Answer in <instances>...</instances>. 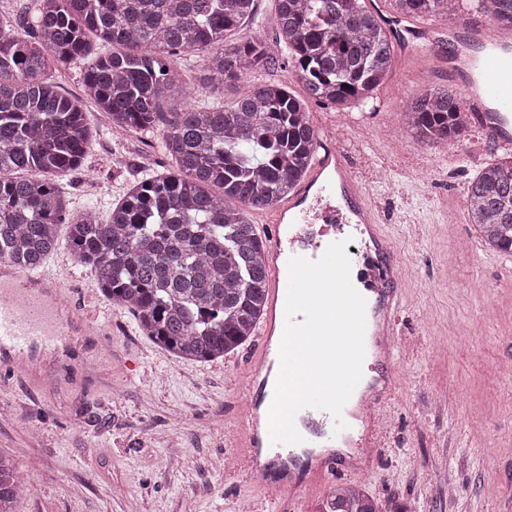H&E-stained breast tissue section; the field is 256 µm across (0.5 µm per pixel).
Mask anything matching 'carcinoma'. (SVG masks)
<instances>
[{"mask_svg": "<svg viewBox=\"0 0 512 512\" xmlns=\"http://www.w3.org/2000/svg\"><path fill=\"white\" fill-rule=\"evenodd\" d=\"M405 17L459 11L462 0H395ZM276 45L235 37L257 0H35L31 33L0 19V260L34 270L68 227L76 260L140 331L180 360L224 358L253 336L267 310L265 242L248 211L271 208L311 169L318 129L304 101L278 84L241 90L229 105L184 103L183 55L207 60L206 81L236 85L278 53L297 68L305 97L367 103L394 61L392 36L365 0H275ZM512 24V0H478ZM112 51L84 70L86 96L118 133H149L176 164L134 185L98 218L81 216L59 184L92 140L83 101L48 78L80 63L93 44ZM419 144L465 140L452 89H429L404 111ZM480 244L512 254V152L467 185ZM20 486L0 457V512H14ZM317 512H383L361 485H339Z\"/></svg>", "mask_w": 512, "mask_h": 512, "instance_id": "obj_1", "label": "carcinoma"}]
</instances>
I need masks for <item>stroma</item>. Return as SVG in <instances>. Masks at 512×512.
<instances>
[{"mask_svg":"<svg viewBox=\"0 0 512 512\" xmlns=\"http://www.w3.org/2000/svg\"><path fill=\"white\" fill-rule=\"evenodd\" d=\"M448 62L397 58L376 105L307 102L317 128L341 123L342 146L382 213L403 275L396 314L397 388L391 419L362 485L382 506L411 512H512V255L484 249L468 221L465 188L499 151L480 130L457 153L406 135L404 98L448 87ZM96 131L81 169L61 188L73 211L101 216L145 174L174 163L143 134L113 136L86 104ZM81 324L103 326L95 347L68 345L36 375H0V455L16 469L14 512H316L337 485L329 471L293 497L253 480L240 425L248 340L212 362L178 361L143 336L128 310L93 286L67 242L43 264Z\"/></svg>","mask_w":512,"mask_h":512,"instance_id":"obj_1","label":"stroma"}]
</instances>
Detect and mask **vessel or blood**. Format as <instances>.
I'll return each instance as SVG.
<instances>
[{"label": "vessel or blood", "instance_id": "obj_1", "mask_svg": "<svg viewBox=\"0 0 512 512\" xmlns=\"http://www.w3.org/2000/svg\"><path fill=\"white\" fill-rule=\"evenodd\" d=\"M487 39L485 25L473 19H462L427 28L424 42L426 54L436 55L442 42L460 40L482 43ZM461 92L472 110V117L485 138L496 145L512 146V134L506 133L504 120L512 114V55H493L483 65V77L478 86L462 85ZM320 150L310 175L300 190L280 207L275 224L269 227V242L264 253L270 275L269 309L257 331L259 346L252 355L247 373L245 413L238 433L248 450L250 465H261L262 451L280 455L281 464L296 469L293 454L285 453L283 445L272 443L268 429L259 424L260 403L254 390L279 363L276 336L285 325V302L289 283L288 260L303 257L319 259L330 242L357 239L369 233L380 246L376 254H364L365 288L376 294L381 312L367 322L366 357L377 358L386 375H394V321L401 302L402 274L397 264L391 239L380 221L379 213L369 198L365 185L350 167L338 142H320ZM320 220L337 226L332 238L317 239L307 233L306 223ZM11 263H0V367L14 368L21 347L41 343L52 347L71 336V323L59 316L55 298L60 292L58 281L48 274L28 275L24 287L14 282ZM366 418H353L350 411L334 417L329 411L308 407L298 418V432L304 447H312L314 439L336 442L350 438L355 448L378 446V436L384 421L377 412L378 401L366 399ZM344 428H337V421Z\"/></svg>", "mask_w": 512, "mask_h": 512}]
</instances>
